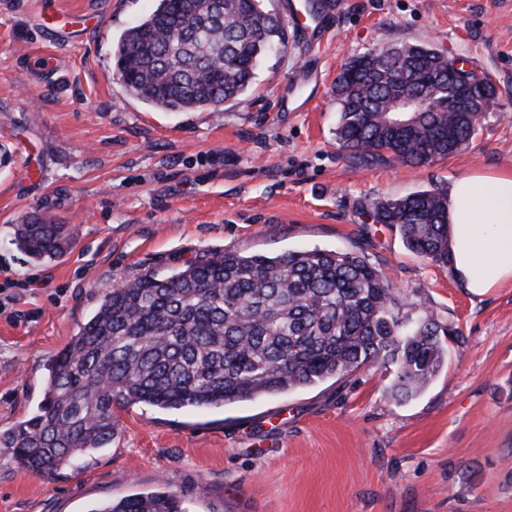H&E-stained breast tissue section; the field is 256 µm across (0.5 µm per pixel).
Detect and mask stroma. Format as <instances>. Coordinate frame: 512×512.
Returning a JSON list of instances; mask_svg holds the SVG:
<instances>
[{"instance_id":"stroma-1","label":"stroma","mask_w":512,"mask_h":512,"mask_svg":"<svg viewBox=\"0 0 512 512\" xmlns=\"http://www.w3.org/2000/svg\"><path fill=\"white\" fill-rule=\"evenodd\" d=\"M338 2L315 45L288 0H264L287 48L244 101L163 112L114 74L121 34L158 0H0V433L36 411L48 359L113 287L210 253H363L461 332L447 367L408 400L380 365L219 408L118 405L81 469L41 478L0 447V512H90L162 486L189 512H512V285L474 295L370 218L382 200L512 173V0ZM402 45L478 66L495 97L465 150L360 163L336 141L333 83L352 56ZM35 213L73 233L61 257L14 244Z\"/></svg>"}]
</instances>
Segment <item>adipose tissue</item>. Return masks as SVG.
<instances>
[{"mask_svg":"<svg viewBox=\"0 0 512 512\" xmlns=\"http://www.w3.org/2000/svg\"><path fill=\"white\" fill-rule=\"evenodd\" d=\"M448 222L451 267L472 294L512 283V174L455 180Z\"/></svg>","mask_w":512,"mask_h":512,"instance_id":"obj_1","label":"adipose tissue"}]
</instances>
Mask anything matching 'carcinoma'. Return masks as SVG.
Segmentation results:
<instances>
[{
    "label": "carcinoma",
    "mask_w": 512,
    "mask_h": 512,
    "mask_svg": "<svg viewBox=\"0 0 512 512\" xmlns=\"http://www.w3.org/2000/svg\"><path fill=\"white\" fill-rule=\"evenodd\" d=\"M263 0H158L128 28L115 73L129 94L177 111L241 99L269 50L286 48ZM469 82L450 106L436 101L411 127L389 122L399 96ZM495 96L491 79L455 68L422 45L388 47L349 60L334 99L340 148L369 163L445 159L477 134ZM371 218L396 228L413 254L449 264L448 192L424 190L378 203ZM14 243L34 260L63 255L64 225L33 215L14 225ZM385 271L353 251L313 249L280 256L224 251L168 275L147 272L109 291L48 364L37 410L0 435L21 468L51 477L112 443L116 405L219 407L316 385L367 365H391L392 395L421 394L447 362L444 336L459 331L424 314ZM89 512H187L170 490L103 503Z\"/></svg>",
    "instance_id": "cac0c4a2"
}]
</instances>
